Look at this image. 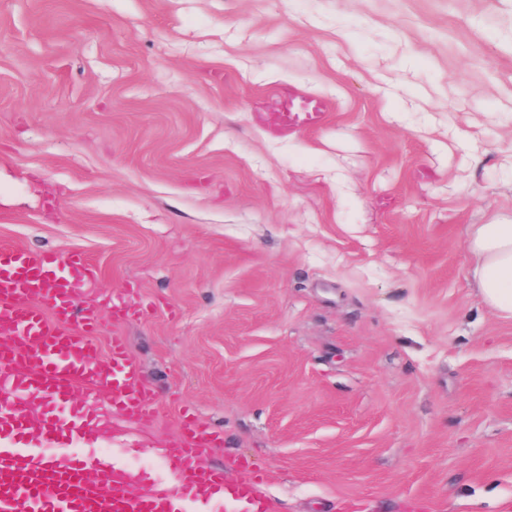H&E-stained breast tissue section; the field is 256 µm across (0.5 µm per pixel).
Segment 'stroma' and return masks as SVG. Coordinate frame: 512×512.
Masks as SVG:
<instances>
[{
	"instance_id": "35a3bbf8",
	"label": "stroma",
	"mask_w": 512,
	"mask_h": 512,
	"mask_svg": "<svg viewBox=\"0 0 512 512\" xmlns=\"http://www.w3.org/2000/svg\"><path fill=\"white\" fill-rule=\"evenodd\" d=\"M291 92L323 128L266 131ZM493 213L512 0H0V242L89 259L155 417L100 404L85 451L144 489L189 411L276 512H512V319L465 243Z\"/></svg>"
}]
</instances>
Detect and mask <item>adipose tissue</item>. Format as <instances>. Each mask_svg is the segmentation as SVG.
<instances>
[{
	"instance_id": "adipose-tissue-1",
	"label": "adipose tissue",
	"mask_w": 512,
	"mask_h": 512,
	"mask_svg": "<svg viewBox=\"0 0 512 512\" xmlns=\"http://www.w3.org/2000/svg\"><path fill=\"white\" fill-rule=\"evenodd\" d=\"M467 249L484 304L499 315L512 317V219L495 216L487 223L473 225Z\"/></svg>"
}]
</instances>
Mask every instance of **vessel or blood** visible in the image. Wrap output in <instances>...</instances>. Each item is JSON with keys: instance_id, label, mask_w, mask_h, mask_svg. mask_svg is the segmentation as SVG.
<instances>
[{"instance_id": "b4317fda", "label": "vessel or blood", "mask_w": 512, "mask_h": 512, "mask_svg": "<svg viewBox=\"0 0 512 512\" xmlns=\"http://www.w3.org/2000/svg\"><path fill=\"white\" fill-rule=\"evenodd\" d=\"M327 117L322 99L292 95L272 123L280 133L312 131ZM92 276L79 253L0 247V512H273L258 479L229 481L203 466L222 437L190 416L163 450L170 491L135 490L119 457L78 452L101 423L99 399L125 420L153 417V393L125 341L113 339L108 358L97 354L101 311L80 299ZM46 446L66 454L48 460Z\"/></svg>"}]
</instances>
